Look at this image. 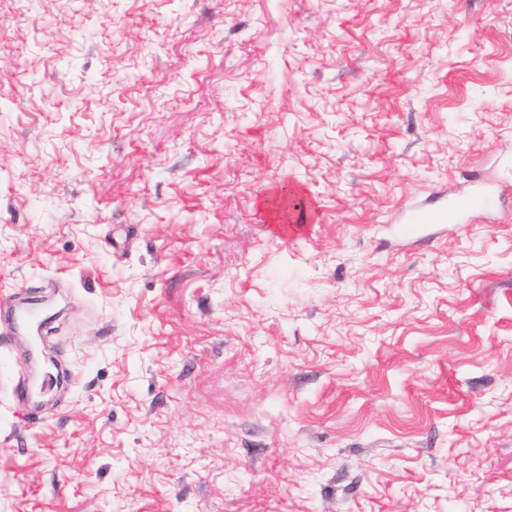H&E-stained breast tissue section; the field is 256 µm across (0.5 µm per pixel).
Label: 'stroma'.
Here are the masks:
<instances>
[{
	"label": "stroma",
	"mask_w": 512,
	"mask_h": 512,
	"mask_svg": "<svg viewBox=\"0 0 512 512\" xmlns=\"http://www.w3.org/2000/svg\"><path fill=\"white\" fill-rule=\"evenodd\" d=\"M25 285L0 512H512V0H0ZM495 202L493 189L480 188L470 196L453 200L436 210L413 209L404 217L399 233L412 236L429 224H460L467 213L488 210ZM27 301L28 302L11 306L8 310V316L11 319L21 320L23 325L25 321H31L40 324L41 336L44 322L47 319L48 308L45 305L37 306L36 303L31 302L29 298H27Z\"/></svg>",
	"instance_id": "stroma-1"
}]
</instances>
